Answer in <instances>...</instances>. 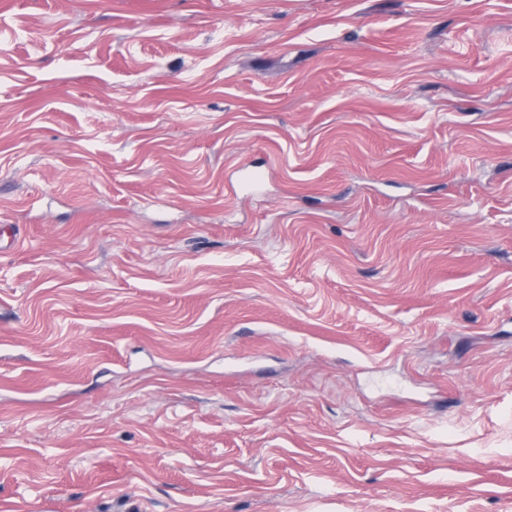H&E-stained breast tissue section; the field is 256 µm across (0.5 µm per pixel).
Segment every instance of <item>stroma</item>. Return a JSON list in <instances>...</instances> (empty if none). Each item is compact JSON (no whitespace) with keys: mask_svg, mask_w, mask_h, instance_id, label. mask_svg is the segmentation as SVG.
I'll return each mask as SVG.
<instances>
[{"mask_svg":"<svg viewBox=\"0 0 512 512\" xmlns=\"http://www.w3.org/2000/svg\"><path fill=\"white\" fill-rule=\"evenodd\" d=\"M0 512H512V0H0Z\"/></svg>","mask_w":512,"mask_h":512,"instance_id":"35a3bbf8","label":"stroma"}]
</instances>
